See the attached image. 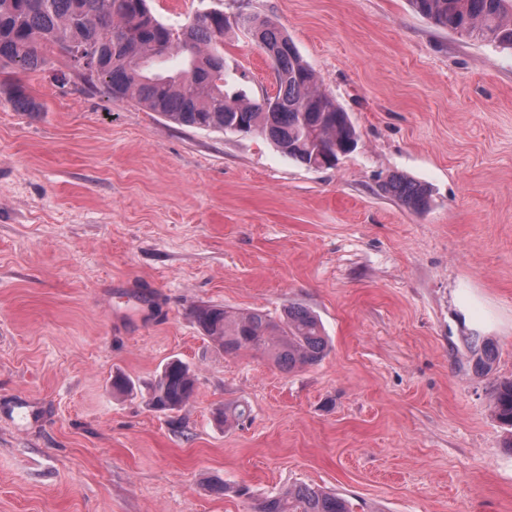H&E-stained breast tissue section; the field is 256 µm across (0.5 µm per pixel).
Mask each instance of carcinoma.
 Segmentation results:
<instances>
[{
	"label": "carcinoma",
	"instance_id": "1",
	"mask_svg": "<svg viewBox=\"0 0 512 512\" xmlns=\"http://www.w3.org/2000/svg\"><path fill=\"white\" fill-rule=\"evenodd\" d=\"M436 26L462 37L512 48V0H409ZM224 13H197L174 28L153 13L150 0H0V69L37 72L58 53L73 63L90 89L109 99L130 101L181 126L258 133L285 156L311 167H332L351 153L357 132L347 112L322 90L292 39L269 20L251 18L248 28L265 54L275 52L277 91L259 102L226 90ZM176 57V69L163 59ZM0 94L16 109L39 112L41 104L14 83ZM381 191L414 212L430 201L428 188L392 175ZM202 331L226 354L255 350L285 372L311 366L329 345L318 318L290 303L275 320L260 311L232 316L218 306L196 311ZM474 369L493 371L495 350L472 337ZM195 391L190 368L167 363L150 387L149 403L179 411ZM492 398L497 416L512 424V380L497 381ZM256 512H354L346 498L298 484L257 504Z\"/></svg>",
	"mask_w": 512,
	"mask_h": 512
}]
</instances>
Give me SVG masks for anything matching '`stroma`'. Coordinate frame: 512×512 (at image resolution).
Returning a JSON list of instances; mask_svg holds the SVG:
<instances>
[{"label": "stroma", "instance_id": "stroma-1", "mask_svg": "<svg viewBox=\"0 0 512 512\" xmlns=\"http://www.w3.org/2000/svg\"><path fill=\"white\" fill-rule=\"evenodd\" d=\"M150 6L174 26L223 11L229 89L251 101L276 85L242 20L274 22L358 145L309 168L108 100L58 55L0 72L44 106L0 100V512H253L297 483L354 512H512V427L491 401L512 379V49L408 0ZM394 173L430 188L424 212L381 191ZM290 302L329 351L288 373L224 354L193 317ZM174 358L196 392L169 413L147 386ZM118 373L132 393L113 394ZM239 403L248 418L216 421ZM472 355L474 369L482 375H489L493 371L495 362V350L490 341H487L478 334L472 336Z\"/></svg>", "mask_w": 512, "mask_h": 512}]
</instances>
